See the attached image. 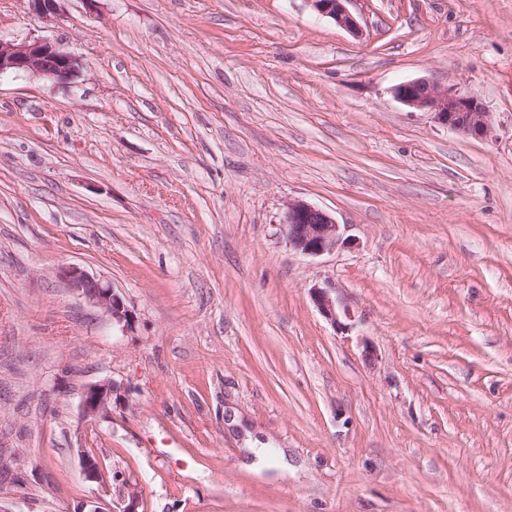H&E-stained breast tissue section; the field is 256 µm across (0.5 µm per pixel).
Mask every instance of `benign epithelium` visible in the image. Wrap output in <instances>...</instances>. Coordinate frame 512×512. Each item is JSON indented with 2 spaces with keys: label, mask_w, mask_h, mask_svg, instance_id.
Instances as JSON below:
<instances>
[{
  "label": "benign epithelium",
  "mask_w": 512,
  "mask_h": 512,
  "mask_svg": "<svg viewBox=\"0 0 512 512\" xmlns=\"http://www.w3.org/2000/svg\"><path fill=\"white\" fill-rule=\"evenodd\" d=\"M30 8L39 18L52 21L60 15L63 0H28ZM319 15L332 19L337 25L354 31L357 21L347 8L350 0H306ZM78 72V60L60 44L45 38H34L20 43L0 39V76L25 73L48 77L64 83ZM393 96L403 104L431 112L450 129L473 138H483L491 130L490 114L472 96L459 89L441 87L425 79L401 82L391 88ZM283 233L288 246L306 256H318L344 243L341 225L326 211L303 200L288 202ZM57 275L80 296L97 307L112 324L127 333L135 327V316L112 284L75 266H62ZM312 301L318 311L330 322L337 319L336 299L324 289H316ZM117 392L114 383L106 380L89 385L81 395L80 408L89 421L100 418ZM81 469L85 479L98 483L103 489L110 487L98 461L81 453ZM139 498L136 487L127 483L119 493L116 506H93L88 512H135Z\"/></svg>",
  "instance_id": "1"
}]
</instances>
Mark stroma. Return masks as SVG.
Segmentation results:
<instances>
[{
    "label": "stroma",
    "mask_w": 512,
    "mask_h": 512,
    "mask_svg": "<svg viewBox=\"0 0 512 512\" xmlns=\"http://www.w3.org/2000/svg\"><path fill=\"white\" fill-rule=\"evenodd\" d=\"M348 9L358 33L308 0H65L51 23L0 0V39L79 62L0 77L6 512L96 501L84 451L136 512H512V0ZM421 78L490 136L393 97ZM291 200L345 244L291 250ZM102 380L118 397L86 421ZM403 104L434 113L448 128L473 138L486 137L491 130L489 112L480 103L459 89L441 87L425 79L401 82L391 89ZM57 275L76 293L97 307L112 321L113 326L119 327L124 333L133 330L135 316L110 282L75 265L61 266ZM117 387L111 381H100L89 385L81 395L80 408L83 417L89 421H96L105 412L112 401Z\"/></svg>",
    "instance_id": "35a3bbf8"
}]
</instances>
